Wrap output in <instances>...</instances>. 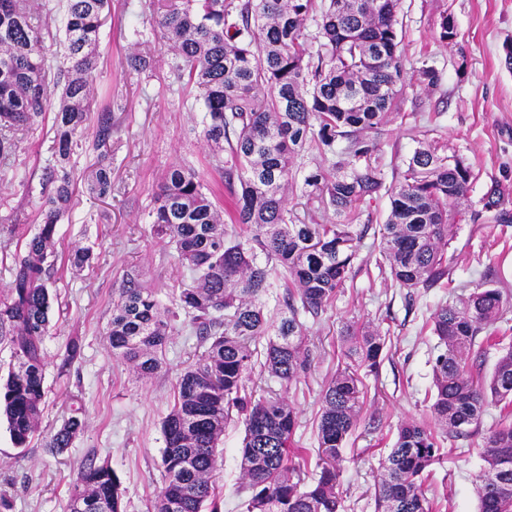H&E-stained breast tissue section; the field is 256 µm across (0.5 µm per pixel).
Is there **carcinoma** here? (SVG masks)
Masks as SVG:
<instances>
[{
  "mask_svg": "<svg viewBox=\"0 0 512 512\" xmlns=\"http://www.w3.org/2000/svg\"><path fill=\"white\" fill-rule=\"evenodd\" d=\"M111 7L112 0H66V53L54 68L30 0H0V126L28 125L46 111L59 85L64 98L52 153L61 174L38 202L40 227L15 265L9 300L0 304V338H8L17 361L0 377V416L18 448L29 445L41 414L51 308L48 249L71 200L66 164L82 148L96 47ZM399 7L400 0H158L155 23L171 52L170 72L203 100V137L224 151L215 156V167L234 193L232 223L241 232L218 222L214 192L193 169L167 171L152 231L174 246L193 274L178 299L207 347L177 377L174 403L162 421L163 486L154 512H220L212 476L233 411L244 423L240 457L248 496L241 512H344L340 462L357 423L359 371H378L385 338L373 329L346 328L345 362L321 396L318 478L304 487L290 476L295 412L273 392L256 396L247 382L262 340V366L281 384L306 372L300 315L319 317L352 280L357 243L371 229L353 223L355 214L382 194L390 196V210L379 228L381 274L410 294L449 275L452 205L476 180L472 167L458 153L428 145L415 149L387 185L377 156L384 121L402 94ZM317 18L314 51L305 23ZM310 149L316 154L306 162ZM300 173L303 192L343 221L296 223L283 189ZM88 189L100 198L112 193L108 166L92 172ZM479 203L471 223L512 224L508 186L491 181ZM275 277L287 288L286 311L276 324L263 302ZM503 307L502 291L485 288L434 311L431 327L441 349L432 365L430 421L399 428L375 484L376 512H438L423 488L438 456L435 429L463 435L479 426L490 406L500 408V424L481 449L479 512H512V348L485 380L465 357L480 333L487 342L496 339L492 328ZM167 339V322L151 293L125 282L108 332L113 355L149 379L163 368ZM81 428L80 417L72 415L46 448L63 453ZM503 483L511 490L503 492ZM123 496L112 467L91 464L80 471L67 512H124Z\"/></svg>",
  "mask_w": 512,
  "mask_h": 512,
  "instance_id": "cac0c4a2",
  "label": "carcinoma"
}]
</instances>
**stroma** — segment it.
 <instances>
[{
	"instance_id": "obj_1",
	"label": "stroma",
	"mask_w": 512,
	"mask_h": 512,
	"mask_svg": "<svg viewBox=\"0 0 512 512\" xmlns=\"http://www.w3.org/2000/svg\"><path fill=\"white\" fill-rule=\"evenodd\" d=\"M446 13L457 28L452 44L439 39L438 23ZM154 15V0H112L101 29L86 143L70 161L73 195L56 226L39 430L20 449L0 421V512H64L81 468L104 462L122 482L126 512H151L163 485L161 423L173 404V386L205 350L190 315L178 308V292L190 273L172 247L154 237L149 214L159 182L175 164L193 168L215 192L223 222L231 220L233 197L212 165L217 147L202 137L203 107L195 90L170 87V54ZM399 21L404 100L398 114L388 117L378 143L383 178L391 180L393 167L418 142L435 140L473 166L478 178L461 206L477 207L491 180L512 185V72L501 62L502 43L512 38V0H400ZM134 54L149 57L147 71L130 67ZM425 66L438 71L437 87L421 86L419 71ZM60 105L53 99L30 125L4 132L17 149L10 164H0V302L7 300L12 270L39 228L36 201L50 178L47 165ZM104 120L112 125V137L100 151L94 140ZM102 153L112 166V194L97 198L87 192L86 182ZM373 241L369 234L359 245L352 286L319 319H305V377L284 386L257 371L251 381L256 390L278 393L295 409L292 445L304 450L307 462L292 477L310 480L316 471L321 395L340 360L343 327L371 325L385 335L383 361L378 374L363 379L364 403L343 452L339 491L346 512H374V482L399 425L430 415L425 391L437 339L428 320L435 309L467 300L481 285L482 272L492 267L502 273L494 285L506 301L497 327L512 329V224H457L448 247L449 280L412 294L380 275ZM75 246L93 253L91 263L80 269L69 262ZM130 279L150 289L162 309L178 313L162 352L164 369L146 381L113 355L106 336L118 289ZM72 341L79 343L81 355L65 368L62 354ZM77 408L84 418L82 431L63 454L49 453L45 435ZM497 417V409L488 408L478 430L441 437L442 455L424 489L446 498L447 512H478L480 451ZM243 436L241 418L231 416L215 475L224 512H239L245 496L238 453Z\"/></svg>"
}]
</instances>
